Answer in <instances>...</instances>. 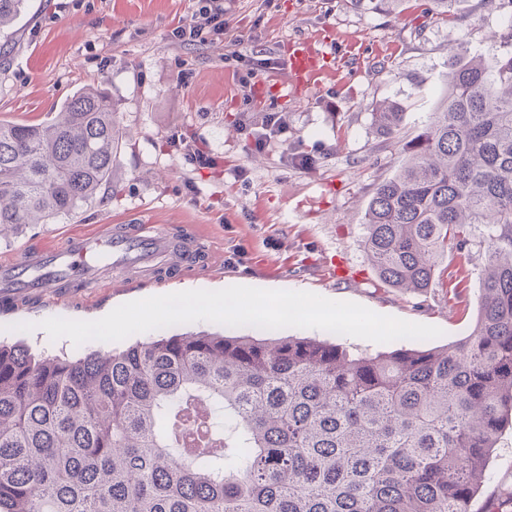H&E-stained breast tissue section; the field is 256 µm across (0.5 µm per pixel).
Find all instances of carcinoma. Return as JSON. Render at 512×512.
Listing matches in <instances>:
<instances>
[{"label": "carcinoma", "instance_id": "1", "mask_svg": "<svg viewBox=\"0 0 512 512\" xmlns=\"http://www.w3.org/2000/svg\"><path fill=\"white\" fill-rule=\"evenodd\" d=\"M25 0H0V31ZM487 63L449 56L448 97L403 143L362 224L378 278L420 292L484 253L471 334L353 353L310 337L186 332L76 358L0 343V512H470L512 425V24ZM397 102L377 131H400ZM126 132L87 88L0 124V237L74 215Z\"/></svg>", "mask_w": 512, "mask_h": 512}]
</instances>
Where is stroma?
Segmentation results:
<instances>
[{"label": "stroma", "instance_id": "obj_1", "mask_svg": "<svg viewBox=\"0 0 512 512\" xmlns=\"http://www.w3.org/2000/svg\"><path fill=\"white\" fill-rule=\"evenodd\" d=\"M223 39L182 43L172 31L196 0H28L0 34V123L41 124L76 91L106 93L128 137L114 179L75 215L0 239V257L61 241L100 224L201 226L213 262L185 276L130 288H94L82 297L21 308L0 304V339L49 355L74 354L69 339L40 329L51 317L97 320L117 306L187 290L246 284L311 292L362 304L376 313L433 325L454 343L474 325L483 267L472 255L467 298L450 302L441 284L420 293L380 281L364 252L361 218L371 195L405 161L403 143L420 132L448 94V52L487 58L490 37L512 7L461 0L439 19L433 0H401L376 13L358 0H226ZM322 41L344 73L309 90L291 85L289 47ZM274 66L242 88L245 59ZM384 100L405 112L398 134H377L372 113ZM276 112L285 131L261 153L250 131ZM312 156L310 167L295 164ZM22 322L33 323L29 332ZM512 512V427L499 435L472 512Z\"/></svg>", "mask_w": 512, "mask_h": 512}]
</instances>
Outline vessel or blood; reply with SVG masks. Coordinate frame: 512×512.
Wrapping results in <instances>:
<instances>
[{
    "instance_id": "obj_1",
    "label": "vessel or blood",
    "mask_w": 512,
    "mask_h": 512,
    "mask_svg": "<svg viewBox=\"0 0 512 512\" xmlns=\"http://www.w3.org/2000/svg\"><path fill=\"white\" fill-rule=\"evenodd\" d=\"M324 58L311 41L293 43L290 72L303 84H321ZM209 257L210 246L199 232L190 234L168 224H101L94 234H73L51 246L30 245L0 259V299L17 308L34 296L51 304L67 289L96 287L114 268L134 282L181 275Z\"/></svg>"
}]
</instances>
